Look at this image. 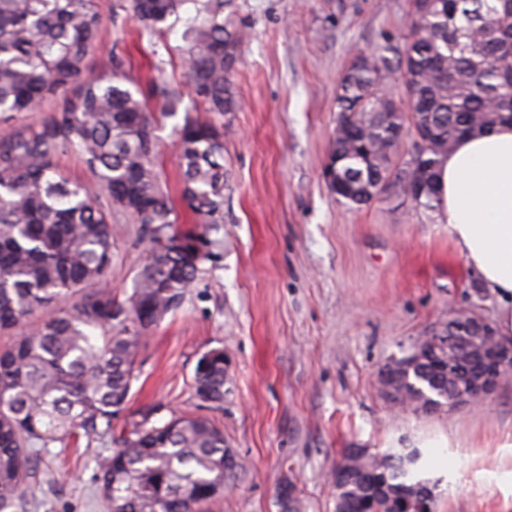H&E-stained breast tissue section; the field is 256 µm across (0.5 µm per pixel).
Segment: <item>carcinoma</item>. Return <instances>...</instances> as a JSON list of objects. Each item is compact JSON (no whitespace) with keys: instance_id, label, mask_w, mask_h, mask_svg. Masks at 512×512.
Masks as SVG:
<instances>
[{"instance_id":"obj_1","label":"carcinoma","mask_w":512,"mask_h":512,"mask_svg":"<svg viewBox=\"0 0 512 512\" xmlns=\"http://www.w3.org/2000/svg\"><path fill=\"white\" fill-rule=\"evenodd\" d=\"M512 0H415L401 44L358 53L338 84L336 128L326 169L336 200L363 206L381 190L436 209L439 164L457 141L512 123V84L500 65L512 46ZM139 33L156 37L183 23L184 77L211 118L184 109L177 129L181 199L201 224L224 223V116L236 111L231 75L247 25L224 0H128ZM103 19L95 0H0V113L43 117L0 135V329L34 325L0 352V512H27L37 482L36 446L87 444L112 436L96 458L107 512H206L242 467L224 432L202 417L160 410L114 435L125 412L142 338L178 310L200 272L173 245L197 237L176 227L173 199L154 158L158 137L148 101L166 113L183 95L163 68L146 90L122 84L115 50L97 54ZM98 55L103 78L85 75ZM399 81L410 109L388 92ZM411 134L404 166L396 155ZM78 153L95 176L69 181L59 155ZM108 205L99 203L100 195ZM141 225L149 254L119 297L102 285L112 267V210ZM71 304L60 314H42ZM195 366L197 397L224 402V349ZM434 350L386 370L393 402L432 412L448 404V374ZM421 449L398 438L385 453L348 448L336 464V512H418L436 486L418 477ZM198 487L214 495L199 500Z\"/></svg>"}]
</instances>
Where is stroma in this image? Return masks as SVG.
<instances>
[{"mask_svg": "<svg viewBox=\"0 0 512 512\" xmlns=\"http://www.w3.org/2000/svg\"><path fill=\"white\" fill-rule=\"evenodd\" d=\"M123 0H96L103 48L145 86L164 68L185 90L179 29L138 37L110 16ZM250 36L232 76L238 108L224 119V222L197 223L202 273L184 304L141 343L126 416L158 406L205 417L243 464L209 512H280L293 483L300 512H335L330 474L347 448L386 450L401 434L427 436L426 477L436 512H512V379L483 407L405 412L379 375L461 310L496 323L505 301L482 288L437 212L386 197L357 208L336 200L323 169L336 126V90L356 51L400 42L412 0H233ZM156 167L179 190L175 129L155 115ZM148 255L139 225L112 215L114 291H128ZM224 351V403L192 388L198 358ZM91 446L40 449L44 476L29 512H104Z\"/></svg>", "mask_w": 512, "mask_h": 512, "instance_id": "stroma-1", "label": "stroma"}]
</instances>
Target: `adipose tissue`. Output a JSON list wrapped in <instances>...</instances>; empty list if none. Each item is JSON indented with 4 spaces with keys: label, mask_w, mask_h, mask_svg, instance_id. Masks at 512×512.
I'll return each instance as SVG.
<instances>
[{
    "label": "adipose tissue",
    "mask_w": 512,
    "mask_h": 512,
    "mask_svg": "<svg viewBox=\"0 0 512 512\" xmlns=\"http://www.w3.org/2000/svg\"><path fill=\"white\" fill-rule=\"evenodd\" d=\"M439 179L450 239L485 288L512 298V124L460 140Z\"/></svg>",
    "instance_id": "obj_1"
}]
</instances>
